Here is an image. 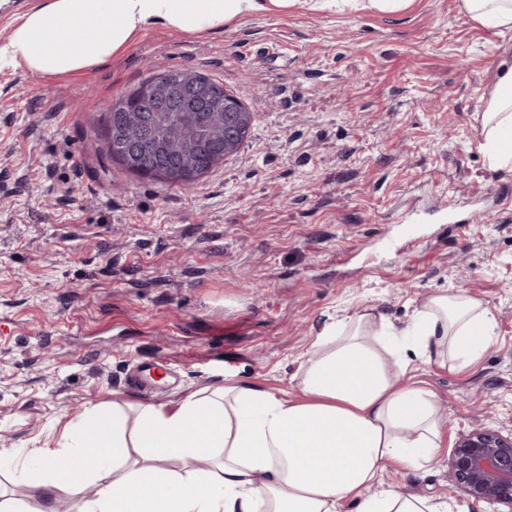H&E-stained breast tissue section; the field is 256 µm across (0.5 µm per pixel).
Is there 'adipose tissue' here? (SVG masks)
Here are the masks:
<instances>
[{"mask_svg":"<svg viewBox=\"0 0 512 512\" xmlns=\"http://www.w3.org/2000/svg\"><path fill=\"white\" fill-rule=\"evenodd\" d=\"M412 0H33L5 16L0 70L40 76L107 62L146 30L220 34L248 17L318 12L398 13ZM467 15L512 31V0H461ZM481 147L512 171V65L501 64L482 116ZM497 334L493 312L464 293L432 296L399 328L358 313L324 326L304 362L301 396L286 399L235 381L174 405L112 408V427H69L37 463L49 488L84 497L81 512H442L393 489L372 493L387 463L419 470L445 434L436 394L395 386L413 364L462 370ZM399 355V370L387 359ZM209 459L208 471L193 464Z\"/></svg>","mask_w":512,"mask_h":512,"instance_id":"1","label":"adipose tissue"}]
</instances>
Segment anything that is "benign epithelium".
<instances>
[{"label":"benign epithelium","mask_w":512,"mask_h":512,"mask_svg":"<svg viewBox=\"0 0 512 512\" xmlns=\"http://www.w3.org/2000/svg\"><path fill=\"white\" fill-rule=\"evenodd\" d=\"M222 94L216 85L200 73L186 70L175 78H162L142 99V123L136 128L120 120L111 126L107 144L135 141L133 150L120 154L122 166L134 172L151 174L156 180L189 187L203 174L201 167L178 161H161L169 145L151 136L150 129L158 116L157 109L166 104L191 99L200 108ZM224 140L208 148L210 165L235 153L246 139L253 113L245 111L230 94L224 95ZM448 482L476 501H486L508 507L512 512V433L482 424L459 434L448 458Z\"/></svg>","instance_id":"1"}]
</instances>
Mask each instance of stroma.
<instances>
[{
	"label": "stroma",
	"mask_w": 512,
	"mask_h": 512,
	"mask_svg": "<svg viewBox=\"0 0 512 512\" xmlns=\"http://www.w3.org/2000/svg\"><path fill=\"white\" fill-rule=\"evenodd\" d=\"M512 32L460 0L397 14L258 16L198 37L157 27L76 76L0 71V455L30 465L0 493L21 512H80L32 465L98 406L175 404L235 380L296 397L313 341L358 312L405 326L432 295L495 314L479 361L422 366L447 435L385 489L447 512H501L448 482L461 431L512 433V173L480 148V114ZM193 69L254 112L239 149L182 191L107 154L106 118L152 75ZM424 240L382 248L403 218Z\"/></svg>",
	"instance_id": "obj_1"
}]
</instances>
